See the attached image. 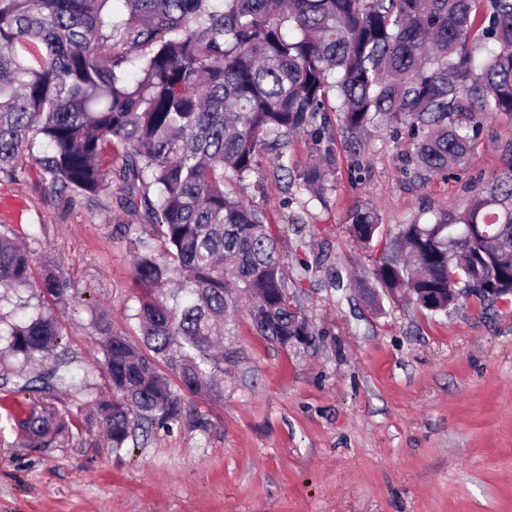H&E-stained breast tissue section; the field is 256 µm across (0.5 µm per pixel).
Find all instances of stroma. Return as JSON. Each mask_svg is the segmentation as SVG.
I'll use <instances>...</instances> for the list:
<instances>
[{
    "mask_svg": "<svg viewBox=\"0 0 512 512\" xmlns=\"http://www.w3.org/2000/svg\"><path fill=\"white\" fill-rule=\"evenodd\" d=\"M327 122L332 139L291 137L286 172L265 154L224 186L264 211L300 278L292 295L312 341H267L239 306L224 327L240 359L219 378L222 397L189 399L207 431L155 424L119 456L94 407L68 395L57 406L79 429L55 448L19 446L15 397L0 396V512H512V298L472 294L432 312L372 277L400 225L432 223L512 158V114L487 118L467 165L424 180L407 129L370 130L358 153L338 113ZM313 165L330 172L320 200L297 182ZM117 194L73 203L45 184L0 182L23 203L16 227H45L27 243L38 263L70 285L72 301L54 312L66 332L57 354L75 374L103 359L93 306L138 334L133 250L116 230L138 218ZM356 208L379 218L371 245L346 229Z\"/></svg>",
    "mask_w": 512,
    "mask_h": 512,
    "instance_id": "obj_1",
    "label": "stroma"
}]
</instances>
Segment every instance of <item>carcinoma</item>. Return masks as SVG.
I'll use <instances>...</instances> for the list:
<instances>
[{
	"label": "carcinoma",
	"instance_id": "cac0c4a2",
	"mask_svg": "<svg viewBox=\"0 0 512 512\" xmlns=\"http://www.w3.org/2000/svg\"><path fill=\"white\" fill-rule=\"evenodd\" d=\"M332 96L354 143L405 126L421 175L466 164L483 121L512 113V0H0V181L34 171L91 201L116 178L122 209L141 220L124 225L141 343L114 329L108 310L92 316L113 390L95 400L111 452L153 422L207 430L187 396L221 395L212 369L238 363L230 343L212 353L228 310L256 301L255 332L282 346L310 335L264 211L224 182L250 177L264 149L283 157L290 134L321 133ZM301 180L319 197L329 173L312 167ZM346 223L363 244L379 230L370 209ZM43 231L0 224V288L39 281L37 304L18 305L21 316L0 327V350L25 364L62 344L44 304L73 298L24 243ZM373 276L445 311L450 288L456 302L472 288L512 289V161L463 206L403 225ZM64 366L19 372L0 389L87 392L95 368L79 378ZM13 420L25 446L71 433L52 404Z\"/></svg>",
	"mask_w": 512,
	"mask_h": 512
}]
</instances>
